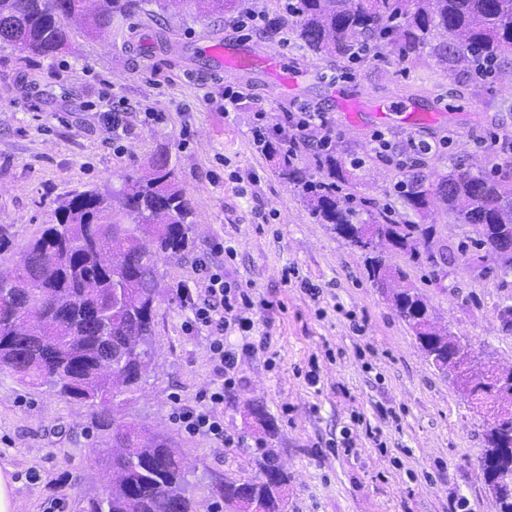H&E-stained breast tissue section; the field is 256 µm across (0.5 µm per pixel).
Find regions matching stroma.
Segmentation results:
<instances>
[{
  "label": "stroma",
  "mask_w": 512,
  "mask_h": 512,
  "mask_svg": "<svg viewBox=\"0 0 512 512\" xmlns=\"http://www.w3.org/2000/svg\"><path fill=\"white\" fill-rule=\"evenodd\" d=\"M216 38L256 58L268 47L258 23L193 12L160 21L148 11L109 36L76 35L35 70L21 68L19 50L0 42V233L9 242L0 273L14 271L71 193L121 185L167 151L192 200V242L184 254L158 258L151 364L140 390L119 396L114 411L175 442L199 512H224L217 486L253 476L266 448L288 474L287 512H497L480 469L482 416L426 359L384 290L366 278L360 254L278 179L253 129L261 122L287 130V112L324 113L334 140L369 157L356 172L358 193L409 220L395 190L404 172L376 154L374 135L431 144L421 158L426 174L510 161L498 143L512 139V76L476 87L451 80L434 59L391 53L345 69L292 34L283 52L296 84L283 93L258 67L212 75L189 47ZM232 91L241 97L228 112ZM348 97L364 103L357 118L341 110ZM382 100L441 119L411 129L395 114L383 124L375 115ZM108 112L128 118L112 144L99 133ZM220 243L233 254L217 251ZM202 255L258 303L252 330L224 337L237 360L220 410L234 440L226 447L185 434L173 419L176 409L201 408L222 384L206 333L185 328L190 311L178 294L179 285L197 284L193 263ZM387 258L405 269L435 323L469 340L482 360L512 366V325L499 316L512 306V273L480 277L463 254L433 268L399 251ZM256 406L274 434L252 415ZM98 452L85 407L0 370V466L12 469L14 512H45L52 499L62 512H79L106 485Z\"/></svg>",
  "instance_id": "stroma-1"
}]
</instances>
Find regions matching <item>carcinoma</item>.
<instances>
[{
	"label": "carcinoma",
	"instance_id": "cac0c4a2",
	"mask_svg": "<svg viewBox=\"0 0 512 512\" xmlns=\"http://www.w3.org/2000/svg\"><path fill=\"white\" fill-rule=\"evenodd\" d=\"M0 0V41L30 57L53 58L76 32L112 34L147 4L156 16L195 9L226 20L249 13L266 23L272 38L291 26L312 54L349 67L376 58L392 47L403 60L427 56L467 80L499 76L512 54V0H271L274 10H256L255 0ZM274 17H269V14ZM447 34L443 41L434 32ZM280 180L297 189L310 214L343 237L365 257L367 279L376 287L406 278L387 262L379 247L387 244L418 264L435 266V251L419 250L433 238L431 224H416L389 210L378 199L357 197L353 170L365 161L332 146L314 156L317 174L308 173L286 137L264 145ZM126 188L105 186L74 192L55 209L56 223L30 242L13 276L0 280V369L32 385H46L68 401L88 408L101 431L99 443L125 452L112 457V468L127 470L126 489L86 499L82 512H198L184 494L180 452L169 437L142 436L140 427L118 423L112 412L114 384L98 369L100 349L126 356L124 391L138 390L148 371V349L122 348L134 332L151 344L155 335L157 254H177L188 246L193 206L179 187L169 155L154 157L146 176L126 175ZM408 207L424 220L444 204L471 226L468 239L479 252L472 264L485 276L495 269L512 272V161L473 172L460 166L429 177L413 173L400 183ZM152 238L155 251L142 243ZM392 305L408 323L428 360L448 375V347L465 350L457 388L476 409L490 408L500 390L485 385V367L461 336L433 327L429 308L417 289L393 294ZM100 314V334L90 331L86 312ZM288 475L275 463L273 450L257 460L248 479L224 480L217 494L237 502L243 512H286Z\"/></svg>",
	"mask_w": 512,
	"mask_h": 512
}]
</instances>
